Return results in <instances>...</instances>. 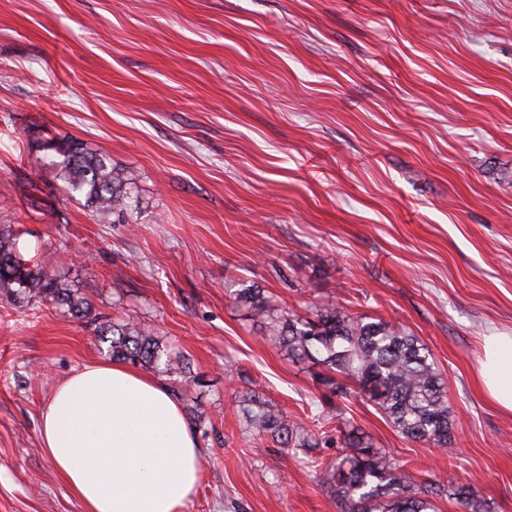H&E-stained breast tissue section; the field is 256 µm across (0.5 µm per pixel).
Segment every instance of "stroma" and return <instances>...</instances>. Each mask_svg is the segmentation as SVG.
<instances>
[{
  "mask_svg": "<svg viewBox=\"0 0 512 512\" xmlns=\"http://www.w3.org/2000/svg\"><path fill=\"white\" fill-rule=\"evenodd\" d=\"M50 140L134 172L131 223L65 193ZM0 225L91 303L0 298V512H83L42 410L110 360L99 325L129 318L191 371L176 397L203 473L185 512H342L322 464L347 424L512 512V415L478 383L485 337L512 332V0H0ZM241 279L418 336L455 455L331 400L319 365L231 304ZM246 392L319 446L258 436Z\"/></svg>",
  "mask_w": 512,
  "mask_h": 512,
  "instance_id": "35a3bbf8",
  "label": "stroma"
}]
</instances>
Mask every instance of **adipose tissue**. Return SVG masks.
<instances>
[{"instance_id":"1","label":"adipose tissue","mask_w":512,"mask_h":512,"mask_svg":"<svg viewBox=\"0 0 512 512\" xmlns=\"http://www.w3.org/2000/svg\"><path fill=\"white\" fill-rule=\"evenodd\" d=\"M479 378L512 412V333L486 337ZM40 438L84 512H184L196 492L200 450L180 403L132 366L95 362L59 383Z\"/></svg>"}]
</instances>
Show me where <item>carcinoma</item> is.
I'll use <instances>...</instances> for the list:
<instances>
[{
	"mask_svg": "<svg viewBox=\"0 0 512 512\" xmlns=\"http://www.w3.org/2000/svg\"><path fill=\"white\" fill-rule=\"evenodd\" d=\"M48 150L65 192L84 200L98 216L123 224L139 210L134 193L136 176L112 167L102 155L75 143L50 142ZM0 295L21 296L29 302H56L70 298L71 290L46 266L22 258L16 238L0 230ZM229 301L267 325L271 341L282 357L312 360L325 367L321 385L339 399L352 390L365 397L412 442H427L445 452L455 450L456 418L448 391L428 348L407 330L382 319L369 321L334 305L319 307L313 317L273 304L264 289L241 281ZM100 341L108 344L112 358L147 367L169 376L173 383L186 376L179 357L162 346L151 328L134 321L103 327ZM247 425L258 435L296 452L313 447L304 429L268 400L245 398ZM342 454L326 466V475L346 512H439L435 484L422 485L390 452L351 429L341 441ZM458 502L469 512H483L475 487L455 489Z\"/></svg>",
	"mask_w": 512,
	"mask_h": 512,
	"instance_id": "cac0c4a2",
	"label": "carcinoma"
}]
</instances>
